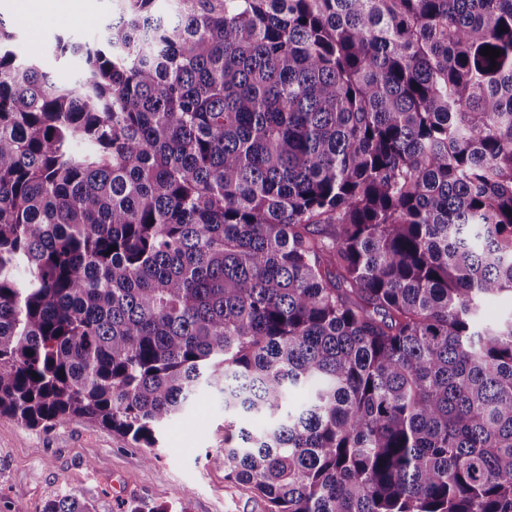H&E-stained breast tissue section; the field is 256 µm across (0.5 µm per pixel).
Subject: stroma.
<instances>
[{
  "label": "stroma",
  "instance_id": "35a3bbf8",
  "mask_svg": "<svg viewBox=\"0 0 512 512\" xmlns=\"http://www.w3.org/2000/svg\"><path fill=\"white\" fill-rule=\"evenodd\" d=\"M89 19L53 20L38 33L23 29L21 54L45 59L60 85H73L75 68L52 58L56 37L89 39L115 12L111 0H92ZM224 446V402L200 391L192 406L145 448L103 426L71 418L31 428L0 416V512H41L46 501L73 494L96 512H123L134 502L167 503L186 512H267L257 494L225 480L215 461Z\"/></svg>",
  "mask_w": 512,
  "mask_h": 512
}]
</instances>
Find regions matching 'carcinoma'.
<instances>
[{
	"instance_id": "obj_1",
	"label": "carcinoma",
	"mask_w": 512,
	"mask_h": 512,
	"mask_svg": "<svg viewBox=\"0 0 512 512\" xmlns=\"http://www.w3.org/2000/svg\"><path fill=\"white\" fill-rule=\"evenodd\" d=\"M174 2L73 87L0 18V416L153 448L208 387L268 512H512V0Z\"/></svg>"
}]
</instances>
